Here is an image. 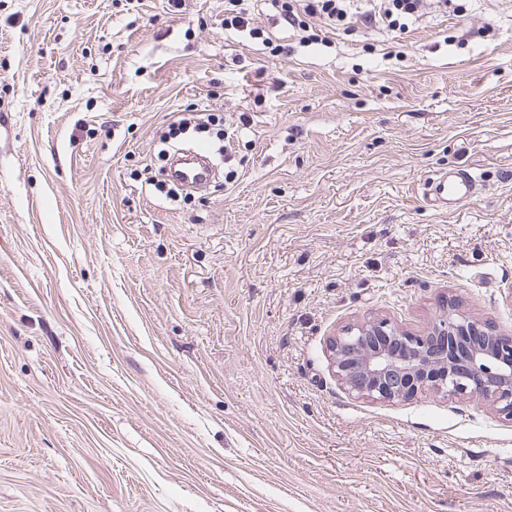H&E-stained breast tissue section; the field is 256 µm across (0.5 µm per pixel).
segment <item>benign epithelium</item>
<instances>
[{
	"mask_svg": "<svg viewBox=\"0 0 512 512\" xmlns=\"http://www.w3.org/2000/svg\"><path fill=\"white\" fill-rule=\"evenodd\" d=\"M326 352L352 395L395 402L422 391L472 394L512 420V335L453 308L425 336L379 317L328 337Z\"/></svg>",
	"mask_w": 512,
	"mask_h": 512,
	"instance_id": "1",
	"label": "benign epithelium"
}]
</instances>
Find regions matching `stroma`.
<instances>
[{
  "mask_svg": "<svg viewBox=\"0 0 512 512\" xmlns=\"http://www.w3.org/2000/svg\"><path fill=\"white\" fill-rule=\"evenodd\" d=\"M453 6L304 42L263 0L259 39L224 0H0V512H512V421L353 396L325 349L449 300L512 334V0ZM243 0H225L224 1V28L225 30L234 29L244 31L249 25V18L246 17V9L239 7ZM242 29V30H240ZM169 179L182 189H198L213 177L208 148L199 144L186 150L184 156H177L168 170ZM423 199L442 209H458L473 203L479 191L476 177L466 170L435 171L421 182Z\"/></svg>",
  "mask_w": 512,
  "mask_h": 512,
  "instance_id": "obj_1",
  "label": "stroma"
}]
</instances>
